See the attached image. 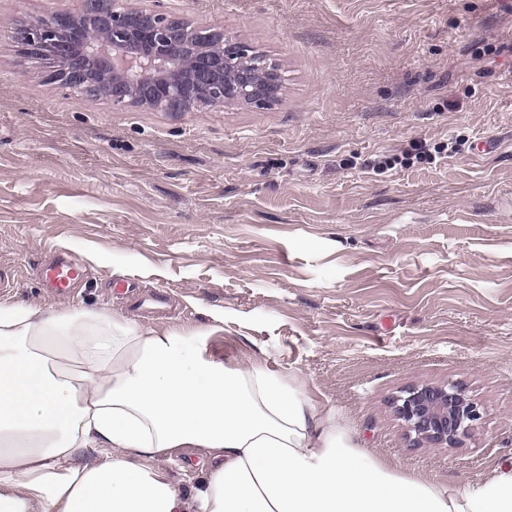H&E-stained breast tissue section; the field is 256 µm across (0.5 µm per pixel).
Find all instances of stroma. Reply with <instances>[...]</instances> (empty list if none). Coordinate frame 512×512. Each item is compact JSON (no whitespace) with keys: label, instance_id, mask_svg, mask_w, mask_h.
<instances>
[{"label":"stroma","instance_id":"stroma-1","mask_svg":"<svg viewBox=\"0 0 512 512\" xmlns=\"http://www.w3.org/2000/svg\"><path fill=\"white\" fill-rule=\"evenodd\" d=\"M220 29L281 73L268 107L118 108L50 80L18 27L86 0H0V301L74 303L292 371L360 447L462 481L512 463V0H120ZM447 157L377 172L418 143ZM455 384L462 445L392 401ZM40 284L54 295H65L84 280L86 273L81 263L71 256H59L38 270ZM392 405L414 443L437 448L459 446L481 423L484 413L452 383L414 385L397 396Z\"/></svg>","mask_w":512,"mask_h":512}]
</instances>
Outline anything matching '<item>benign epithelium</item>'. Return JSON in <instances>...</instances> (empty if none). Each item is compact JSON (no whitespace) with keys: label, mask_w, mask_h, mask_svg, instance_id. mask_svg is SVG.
I'll return each instance as SVG.
<instances>
[{"label":"benign epithelium","mask_w":512,"mask_h":512,"mask_svg":"<svg viewBox=\"0 0 512 512\" xmlns=\"http://www.w3.org/2000/svg\"><path fill=\"white\" fill-rule=\"evenodd\" d=\"M86 14L59 12L54 21L25 26L20 41L30 55L48 54L56 68L53 81L81 94L103 95L119 107L174 109L194 103L193 96L215 94L213 105L241 103L257 108L279 93L276 70L260 78L247 44L211 30L184 44L172 58L185 23L155 10L117 9L112 0H87ZM393 411L416 443L454 448L477 428L482 407L454 384L414 385L397 396Z\"/></svg>","instance_id":"obj_1"}]
</instances>
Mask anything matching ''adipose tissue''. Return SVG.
<instances>
[{"label":"adipose tissue","mask_w":512,"mask_h":512,"mask_svg":"<svg viewBox=\"0 0 512 512\" xmlns=\"http://www.w3.org/2000/svg\"><path fill=\"white\" fill-rule=\"evenodd\" d=\"M207 332L0 302V512H512V464L410 477L292 373L211 356ZM194 448L190 493L164 465Z\"/></svg>","instance_id":"ef3b65f1"}]
</instances>
